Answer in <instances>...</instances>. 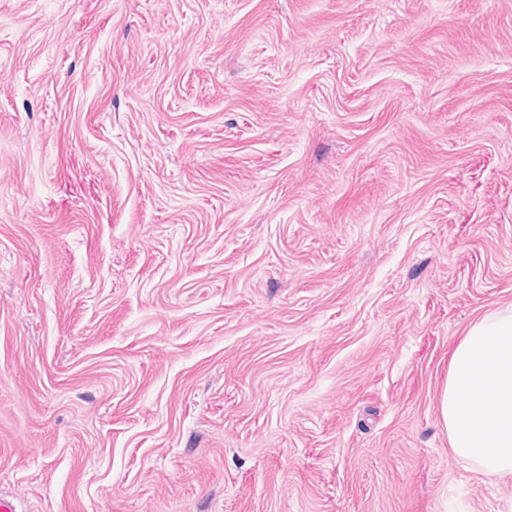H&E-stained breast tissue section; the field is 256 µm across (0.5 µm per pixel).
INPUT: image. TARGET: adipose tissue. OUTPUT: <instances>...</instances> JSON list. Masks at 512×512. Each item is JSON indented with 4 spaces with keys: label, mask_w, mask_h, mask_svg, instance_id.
I'll use <instances>...</instances> for the list:
<instances>
[{
    "label": "adipose tissue",
    "mask_w": 512,
    "mask_h": 512,
    "mask_svg": "<svg viewBox=\"0 0 512 512\" xmlns=\"http://www.w3.org/2000/svg\"><path fill=\"white\" fill-rule=\"evenodd\" d=\"M453 452L476 471L512 477V309L473 323L458 342L440 395Z\"/></svg>",
    "instance_id": "ef3b65f1"
}]
</instances>
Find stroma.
<instances>
[{
  "mask_svg": "<svg viewBox=\"0 0 512 512\" xmlns=\"http://www.w3.org/2000/svg\"><path fill=\"white\" fill-rule=\"evenodd\" d=\"M511 306L512 0H0L16 512H496ZM453 452L481 474L512 477V309L473 323L440 395Z\"/></svg>",
  "mask_w": 512,
  "mask_h": 512,
  "instance_id": "1",
  "label": "stroma"
}]
</instances>
